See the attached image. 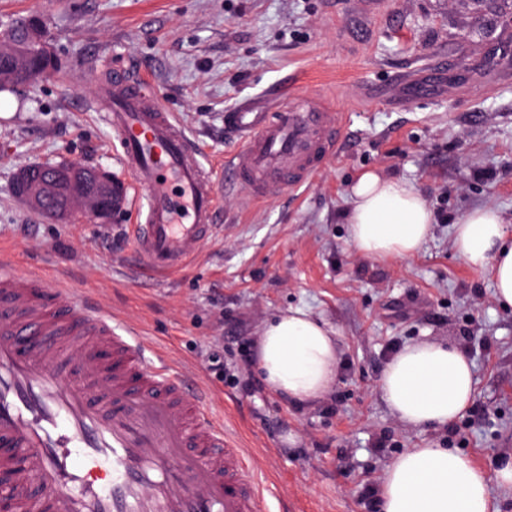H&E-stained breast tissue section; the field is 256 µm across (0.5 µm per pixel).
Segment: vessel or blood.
Wrapping results in <instances>:
<instances>
[{
  "mask_svg": "<svg viewBox=\"0 0 512 512\" xmlns=\"http://www.w3.org/2000/svg\"><path fill=\"white\" fill-rule=\"evenodd\" d=\"M118 138L138 199L132 256L176 271L210 240L219 185L268 197L311 180L339 145L340 121L285 103L274 117L235 112L242 144L216 183L185 128L125 76L92 103ZM0 497L25 512H268L266 487L209 413L211 392L154 362L109 312L0 259Z\"/></svg>",
  "mask_w": 512,
  "mask_h": 512,
  "instance_id": "obj_1",
  "label": "vessel or blood"
}]
</instances>
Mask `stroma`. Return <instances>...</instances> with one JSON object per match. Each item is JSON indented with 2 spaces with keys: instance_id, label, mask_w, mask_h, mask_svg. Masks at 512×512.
<instances>
[{
  "instance_id": "obj_1",
  "label": "stroma",
  "mask_w": 512,
  "mask_h": 512,
  "mask_svg": "<svg viewBox=\"0 0 512 512\" xmlns=\"http://www.w3.org/2000/svg\"><path fill=\"white\" fill-rule=\"evenodd\" d=\"M31 14L48 19L56 64L9 90L0 116V253L111 310L147 356L207 385L272 512H381L382 475L408 448H452L491 474L512 458V309L453 245L455 224L483 205L512 231V0H0V24ZM80 68L145 78L219 180L240 145L224 115L246 102L266 114L291 96L320 105L339 114L341 146L298 188L258 200L246 184L220 191L202 252L147 276L127 241L136 197L108 224H51L12 192L16 169L37 161L128 180ZM373 169L412 184L434 213L415 257L375 262L350 247V188ZM296 308L338 341L336 382L312 408L267 391L239 355ZM419 340L464 351L480 416L415 428L391 412L382 369Z\"/></svg>"
}]
</instances>
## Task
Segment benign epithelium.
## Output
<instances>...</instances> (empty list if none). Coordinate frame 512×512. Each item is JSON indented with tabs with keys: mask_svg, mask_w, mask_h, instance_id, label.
I'll list each match as a JSON object with an SVG mask.
<instances>
[{
	"mask_svg": "<svg viewBox=\"0 0 512 512\" xmlns=\"http://www.w3.org/2000/svg\"><path fill=\"white\" fill-rule=\"evenodd\" d=\"M28 36L0 34V87L17 78L36 80L54 67L50 35L34 16L27 19ZM15 198L27 209L63 224L79 218L108 224L121 211L122 183L112 172L77 160H65L45 170L39 164L20 166L13 177Z\"/></svg>",
	"mask_w": 512,
	"mask_h": 512,
	"instance_id": "7a95c632",
	"label": "benign epithelium"
}]
</instances>
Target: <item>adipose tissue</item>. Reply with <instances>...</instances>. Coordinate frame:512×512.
Listing matches in <instances>:
<instances>
[{"instance_id": "ef3b65f1", "label": "adipose tissue", "mask_w": 512, "mask_h": 512, "mask_svg": "<svg viewBox=\"0 0 512 512\" xmlns=\"http://www.w3.org/2000/svg\"><path fill=\"white\" fill-rule=\"evenodd\" d=\"M349 244L369 259H403L419 253L433 223L420 192L406 181L374 171L351 188ZM454 246L475 269L490 270L494 300L512 308V232L492 206L468 212L455 227ZM255 363L266 388L299 405L320 401L336 381L338 345L333 331L296 309L266 322ZM379 392L405 425H446L474 397L472 366L456 347L422 340L405 346L385 365ZM512 488V462L495 476L449 448H411L387 466L380 484L382 512H494L490 480Z\"/></svg>"}]
</instances>
